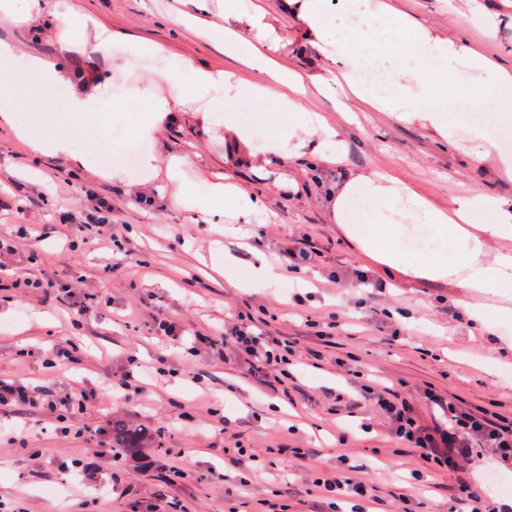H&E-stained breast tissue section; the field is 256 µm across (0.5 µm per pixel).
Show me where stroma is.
<instances>
[{
  "mask_svg": "<svg viewBox=\"0 0 512 512\" xmlns=\"http://www.w3.org/2000/svg\"><path fill=\"white\" fill-rule=\"evenodd\" d=\"M401 13L448 29L489 56L512 51V19L498 21L495 37L466 25L469 0H392ZM74 33L80 41L60 52L58 21L44 13L33 22L0 16V41L46 58L62 69L63 93L86 82L124 83L113 97L111 120L101 141L81 135L75 154L28 155L8 127L0 124V236L18 224L43 225L39 257L27 247L0 256V263L24 268L31 277L66 283L83 277L90 309L78 322L59 312L54 295L0 285V382L25 386L39 407L20 402L0 406V501L7 512H348L333 510L313 487L315 470L331 473L339 456L349 458L354 479L368 484L382 512H452L457 474L425 461L395 435L390 420L370 401L348 409L349 394L369 379L393 385L421 424L442 426L434 397H459L468 408L497 412L512 420V357H503L497 376L486 364L495 348L512 342V324L496 336H470L468 310L444 283L396 281L382 268L363 262L336 225L327 222L320 202L333 183L359 170H389L433 202L446 206L459 195L512 197V182L497 178L490 165L474 164L463 149L450 147L418 124L368 110L351 100L354 119L336 110V98L311 94L307 109L338 126L347 146L345 165L329 167L308 158L300 164L267 166L256 173L245 153L224 132L223 120L184 113L166 124L155 151L159 165L182 157L184 178L206 194L214 174L227 171L267 199L247 225L246 235L220 231L200 220L187 222L173 202L176 186L159 177L148 191V206L132 204L133 187L94 174L114 163L136 172L124 159L135 139L137 119L148 106L143 92L158 77L137 65L144 53L190 59L200 67L258 75L198 36L182 21L181 0H73ZM259 4L283 39L282 65L298 73L322 71L321 53L283 0H241ZM134 36L125 71L113 72L97 50L102 30ZM234 119L252 129L262 144L273 125L286 122L272 102L241 101ZM72 173L77 192L55 188L44 176ZM111 199L113 219L134 249L133 257L101 248L96 231L78 232L76 251L64 248L58 216L77 218L92 211L97 198ZM223 249L239 263L241 281L229 283L214 268L211 254ZM281 262L296 248L310 258L300 273L279 280L246 281L252 249ZM164 309L179 328L157 336L151 315ZM334 311L365 316L364 327L335 329L320 337L306 319L323 320ZM269 315L270 335L295 351V384L247 372L235 347L196 344L199 333L221 329L233 315ZM72 341L78 363L49 367L52 346ZM78 391L82 413L58 415L48 400ZM121 417L156 439L134 453L112 450L108 428ZM254 452L250 466L235 463L238 449ZM306 459H299V452ZM91 470L94 483L77 485L78 467ZM183 477H175L174 467ZM467 467L487 502L512 500V482L492 485L500 467L488 448L475 449Z\"/></svg>",
  "mask_w": 512,
  "mask_h": 512,
  "instance_id": "stroma-1",
  "label": "stroma"
}]
</instances>
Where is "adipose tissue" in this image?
<instances>
[{
    "instance_id": "adipose-tissue-1",
    "label": "adipose tissue",
    "mask_w": 512,
    "mask_h": 512,
    "mask_svg": "<svg viewBox=\"0 0 512 512\" xmlns=\"http://www.w3.org/2000/svg\"><path fill=\"white\" fill-rule=\"evenodd\" d=\"M340 2L336 16L330 17L324 12V0H288L289 11L327 61L325 74L303 75L286 71L280 64V38L267 20V11L259 7L245 10L240 0H224L223 24L202 25L199 35L223 45L225 55L257 72L259 81L246 85L233 72L198 67L185 58L176 60L165 79L173 82L180 73H187L190 97L166 94L157 83L145 89L150 106L137 128L146 145L140 169L131 177L116 168L112 178L128 179L143 187L162 172L177 183V203L183 211L250 223L264 202L231 175L217 176L208 195L202 196L192 183L183 180L181 158H170L166 170H159L154 144L165 121L190 107L198 112L227 111L247 92L257 101H274L288 114L287 125L274 129L259 146L249 128L225 122L227 134L245 148L256 171H263L274 158L286 166L307 155L338 165L346 149L337 128L326 116L309 113L303 101L309 91L330 94L341 82L374 110L418 124L451 143L457 140L455 111L473 113L467 154L476 161L491 162L500 178L512 180V153L497 150L487 133L491 124L512 125V64L482 55L446 30L406 20L387 0L377 7L371 0ZM48 11L60 23L61 49L72 50L75 11L70 0H0L1 14L23 22ZM241 24L252 31V39L237 33ZM381 65L388 66L394 87L387 94L361 78L367 68ZM462 69L473 71V80L460 90L449 87V78ZM11 94L10 85L0 80V120L14 124L17 136L32 152L71 154L67 138L15 125L14 112L36 106L38 100L31 94L15 101ZM111 109L107 87L98 84L73 92L57 120L63 123L82 113L102 127ZM325 208L331 223L337 224L352 248L369 261L406 281L448 284L468 298L470 322L477 335H491L497 325L512 322V197L478 200L460 195L444 208L393 174L373 170L351 173L329 192ZM394 212L427 225L436 239L453 249V256L423 259L407 250L400 243L398 226L390 220Z\"/></svg>"
}]
</instances>
